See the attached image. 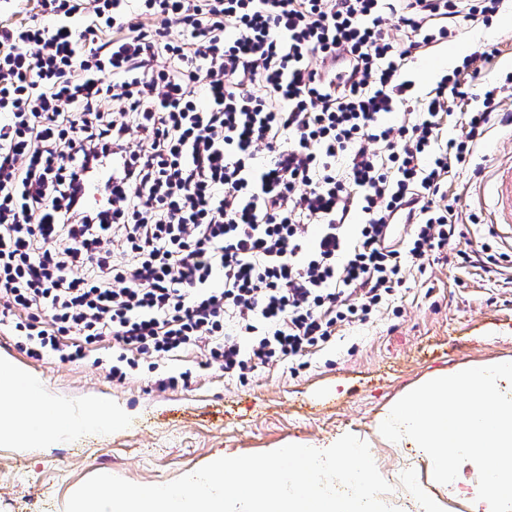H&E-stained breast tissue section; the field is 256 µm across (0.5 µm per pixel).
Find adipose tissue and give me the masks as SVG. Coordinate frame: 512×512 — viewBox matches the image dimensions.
I'll list each match as a JSON object with an SVG mask.
<instances>
[{
  "label": "adipose tissue",
  "instance_id": "obj_1",
  "mask_svg": "<svg viewBox=\"0 0 512 512\" xmlns=\"http://www.w3.org/2000/svg\"><path fill=\"white\" fill-rule=\"evenodd\" d=\"M72 422L68 402L35 399L0 412V442L31 447L45 417ZM401 457L389 477L377 453ZM340 474L316 483L327 512H512V356L427 373L376 415L371 434L344 433L324 446L302 442L266 449L262 458L204 466L182 481L184 512H297L305 471ZM248 487L232 493L222 475Z\"/></svg>",
  "mask_w": 512,
  "mask_h": 512
}]
</instances>
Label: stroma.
Listing matches in <instances>:
<instances>
[{"instance_id":"stroma-1","label":"stroma","mask_w":512,"mask_h":512,"mask_svg":"<svg viewBox=\"0 0 512 512\" xmlns=\"http://www.w3.org/2000/svg\"><path fill=\"white\" fill-rule=\"evenodd\" d=\"M460 27L458 36L423 52L416 70L427 86L461 67L467 56L491 52L469 82L471 99L452 106L466 112L488 87L512 74V8L489 26L464 21ZM511 156L512 126L492 125L471 166L456 170L448 184L468 227L470 252H480L488 241L506 247L491 233L478 189ZM474 214L479 224H471ZM395 304L373 322L343 327L330 349L309 356L300 375L273 364L243 385L214 365L199 371L188 388L175 390L159 389L156 371L144 363L125 382L112 381L111 348H98L77 363L38 361L19 350L9 331H0V357H12L38 375L49 395L94 397L119 412L108 432L71 437L49 418L41 429L53 445L23 454L0 445V512H70V490L95 472L111 476L116 494L144 486L167 489L217 456L257 458L291 442L325 443L348 428L365 432L381 406L426 372L512 354V271L501 276L477 265L441 263L424 284L400 291Z\"/></svg>"}]
</instances>
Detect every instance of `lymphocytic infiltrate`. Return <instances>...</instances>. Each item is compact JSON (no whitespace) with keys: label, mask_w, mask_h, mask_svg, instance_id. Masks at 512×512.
<instances>
[{"label":"lymphocytic infiltrate","mask_w":512,"mask_h":512,"mask_svg":"<svg viewBox=\"0 0 512 512\" xmlns=\"http://www.w3.org/2000/svg\"><path fill=\"white\" fill-rule=\"evenodd\" d=\"M504 2L41 0L1 19L0 327L37 360L112 344L118 382L193 353L242 383L299 371L463 237L448 178L512 125L505 88L455 116L467 83L417 91L411 64Z\"/></svg>","instance_id":"f902f5d3"}]
</instances>
